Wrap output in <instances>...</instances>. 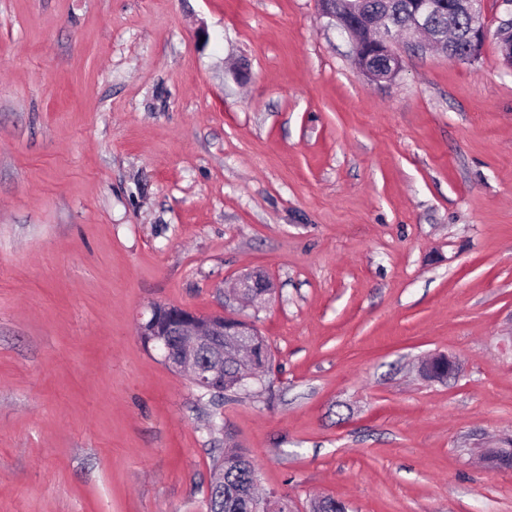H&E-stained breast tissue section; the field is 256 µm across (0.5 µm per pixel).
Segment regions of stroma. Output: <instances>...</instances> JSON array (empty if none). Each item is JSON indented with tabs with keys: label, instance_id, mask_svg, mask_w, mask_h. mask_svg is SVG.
<instances>
[{
	"label": "stroma",
	"instance_id": "35a3bbf8",
	"mask_svg": "<svg viewBox=\"0 0 512 512\" xmlns=\"http://www.w3.org/2000/svg\"><path fill=\"white\" fill-rule=\"evenodd\" d=\"M401 55L316 0H0V512H208L232 446L297 512H512V66ZM155 303L271 371L211 400ZM242 318L216 312L202 316L189 308L155 304L150 316L138 325L143 345L158 350L164 364L173 372L183 374L199 390L223 395L232 389L244 371L259 379L269 367L271 354L257 328ZM245 356L236 361L224 360V347Z\"/></svg>",
	"mask_w": 512,
	"mask_h": 512
}]
</instances>
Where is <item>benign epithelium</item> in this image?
I'll return each instance as SVG.
<instances>
[{
	"mask_svg": "<svg viewBox=\"0 0 512 512\" xmlns=\"http://www.w3.org/2000/svg\"><path fill=\"white\" fill-rule=\"evenodd\" d=\"M320 15L346 36L352 59L357 68L374 81L393 80L402 67L397 53L399 42L424 51L448 52L445 28L434 29L431 18L448 9V27L456 28L461 15L470 18V28L464 37V51L453 53L455 61H473L490 33L483 20L482 0H415L406 21L389 23V13L371 14L365 0H351L342 6L341 0H317ZM506 18L500 21L495 33L503 61L512 67V0H502ZM253 288L272 291L268 278L260 273H248L237 284L236 297ZM253 324L242 318L228 317L222 312L202 316L189 308L155 304L150 316L138 325L143 345L160 352L162 361L173 372L183 374L192 384L211 395L224 394V349L234 353L246 347L244 337L251 335Z\"/></svg>",
	"mask_w": 512,
	"mask_h": 512,
	"instance_id": "7a95c632",
	"label": "benign epithelium"
}]
</instances>
